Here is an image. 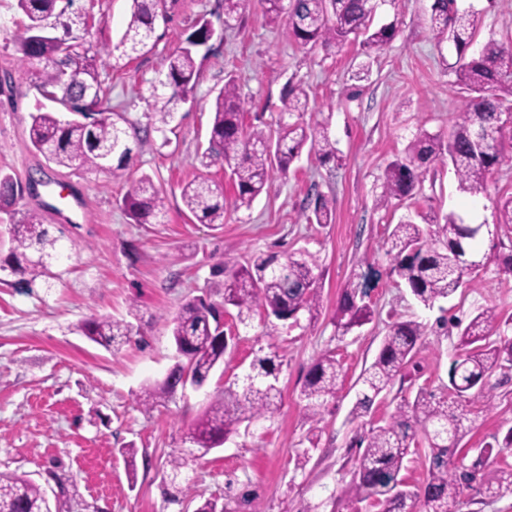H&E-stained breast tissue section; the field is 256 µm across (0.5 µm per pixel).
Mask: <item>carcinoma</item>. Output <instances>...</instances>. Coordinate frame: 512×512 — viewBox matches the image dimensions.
Segmentation results:
<instances>
[{"instance_id": "carcinoma-1", "label": "carcinoma", "mask_w": 512, "mask_h": 512, "mask_svg": "<svg viewBox=\"0 0 512 512\" xmlns=\"http://www.w3.org/2000/svg\"><path fill=\"white\" fill-rule=\"evenodd\" d=\"M28 23L16 36L21 63L37 70V88L47 100L72 104L83 119L63 121L58 112L39 111L31 115L29 140L47 161L58 166L76 165L122 176L131 158L128 131L115 120L96 118L103 94L99 81L97 55L91 53L86 38L91 35L87 18L69 15L73 0H17ZM288 12V40L303 47L320 46L340 50L350 38H362L368 57L379 54L393 39L395 28L371 29L372 0H294ZM167 0H131L130 18L108 56L118 61L133 53L150 51L156 24L166 18ZM51 19L64 28V36L35 38L38 22ZM477 27L475 15L459 8L457 0H434L429 31L432 38L451 41L457 50L454 73L457 85L470 93L448 137L420 130L410 142L407 154L387 166L381 192L375 205L387 208L395 200L417 195L425 181L428 166L449 160L459 189L472 196L485 191L488 175L499 163L503 138L512 119V46L488 41L476 55L466 48ZM211 38L208 22H203L188 40V45L168 55L164 78L151 86V119L158 129L170 125L177 106L192 97L199 81V68L193 48L205 46ZM243 106L234 78L224 82L212 103V122L206 153L221 157L230 170L235 188L236 210H249L255 200L268 191L272 173L288 172L303 150L315 154L326 164L337 158L336 141L329 134V121L308 113V93L300 85L288 91L283 100L275 133L262 129L245 131ZM309 120H304V115ZM19 189L11 176L0 174V209L12 205ZM186 209L200 224L224 223V187L201 178L181 187ZM135 224H156L166 212V196L153 180L144 176L134 181L119 201ZM493 224L471 230L454 212L436 215L425 224L407 218L393 225L386 240V255L392 271L404 282L411 295L430 308L451 299L464 278L486 269L472 261L485 256L496 265V274L512 279V254L493 257L482 252L483 241H494L501 232L512 233V195L495 205ZM313 214L316 223L330 224L333 211L321 194L316 195ZM10 261L13 273H46L48 264L59 255L58 238L51 235L42 217L27 213L10 225ZM322 266L317 255L298 249L281 257H258L225 271L223 300L208 296L188 299L171 320V333L178 356L177 364L163 382L141 388L139 402L154 407L160 399L173 396L178 388L190 384L197 389L207 382L211 371L224 362L229 342L220 317L224 309L237 310L238 323L251 326L253 314L300 325L303 315L317 319L320 311ZM364 284L356 281L343 288L334 323L337 337L370 322L374 310L364 301ZM459 353L453 360L448 383L438 391L418 388L413 400L403 399L393 413L356 438L362 449L353 460L351 480L342 489L340 500L346 512H359L357 504L367 501L378 512H457L463 504L464 489L476 483L487 498L512 496V468L489 464L493 445L479 450L469 465L456 460L459 444L467 434L466 407L479 402L485 410L493 408L497 384L491 382L495 370H512V317L493 308L479 311L468 323L457 321ZM92 342L111 349L137 333L132 323L111 316H92L81 326ZM429 335L428 326L413 320H393L371 365L358 377L361 388L352 410L353 418L371 413L376 399L411 364L419 342ZM270 352L257 356L247 370L224 387L223 398L212 402L185 436L189 448L167 461L171 482L182 475L195 452L209 451L224 444L239 432L241 425L269 420L279 411L281 361L273 344ZM340 362L332 350L322 353L308 370L300 390L303 417L319 423L331 400L340 391ZM430 448L428 476L410 488L400 476L404 459L416 438ZM44 489L33 481L0 472V512H47Z\"/></svg>"}]
</instances>
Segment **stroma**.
Returning <instances> with one entry per match:
<instances>
[{"mask_svg":"<svg viewBox=\"0 0 512 512\" xmlns=\"http://www.w3.org/2000/svg\"><path fill=\"white\" fill-rule=\"evenodd\" d=\"M432 2L377 0L373 26L393 23L397 31L360 79L358 42L338 52L297 48L286 35V18L270 19L262 0H246L230 27L224 24L222 0H174L167 21L156 27L155 48L116 65L107 49L126 26L128 0H74V9L93 18L100 81L108 92L103 107L130 123L131 159L123 177L115 178L55 166L31 147L30 115L46 100L36 89L35 70L22 67L15 48L24 17L16 0H0V172L24 187L14 204L0 211V225L41 211L62 251L51 265L52 277L0 272V472L42 486L57 478L66 489L63 512H193L196 502L207 498L226 502L230 512H249L242 502L246 496L255 498L261 512H294L303 500L315 512H345L338 496L351 479L350 460L365 423L350 418L355 383L373 362L389 322L402 318L432 325L441 317L464 320L485 308L512 314V280H500L494 268L467 277L443 309H430L392 273L385 254L387 225L405 215L454 211L470 222H490L496 201L512 193L508 138L478 198L459 191L445 161L431 166L417 197L386 209L375 205L388 163L404 155L419 131L448 134L466 95L451 69L454 44L430 34ZM458 4L478 17L470 52L492 39L512 43V0ZM202 21L210 22L216 35L193 97L179 106L165 131H156L148 118L149 87L161 77L167 56L185 46ZM229 74L244 99L245 129L275 130L282 97L293 82L308 92L310 109L329 114L338 149L337 160L325 165L301 155L287 177H274L268 193L248 211L234 208L223 160L203 154L212 99ZM144 175L166 193L163 223H131L119 205ZM200 177L223 184V223H197L185 208L180 188ZM52 184L75 185L83 211L50 209ZM319 194L334 209L333 223L309 224L303 217ZM300 247L316 254L325 271L315 322L275 326L259 313L251 328L240 330L235 309L227 308L224 330L232 341L207 383L186 387L149 411L137 403L141 387L161 383L176 363L170 320L187 298L207 292L220 300L223 268ZM357 273L368 278L375 315L340 340L333 324L336 302ZM134 301L138 334L129 342L107 350L82 335L79 326L87 317H125ZM270 342L284 363L279 412L197 457L184 471L190 503L167 502V459L180 451L183 435L259 346ZM457 344L453 332L426 336L410 377L396 379L380 395L369 420L387 418L418 388L447 380ZM327 349L335 350L342 365V389L314 426L304 419L298 395L308 369ZM469 419L460 453L471 460L512 427V381L497 387L492 410L471 406ZM312 432L318 437L313 450L306 442ZM130 443L138 449L133 476L120 453ZM304 451L309 459L301 467L297 457Z\"/></svg>","mask_w":512,"mask_h":512,"instance_id":"35a3bbf8","label":"stroma"}]
</instances>
